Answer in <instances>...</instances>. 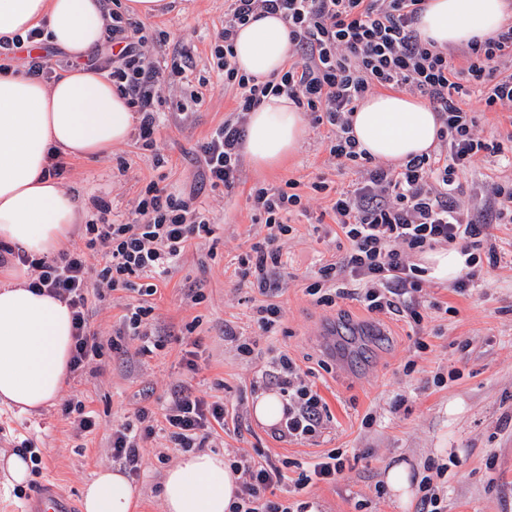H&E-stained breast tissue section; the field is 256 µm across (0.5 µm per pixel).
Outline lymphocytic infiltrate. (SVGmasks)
Here are the masks:
<instances>
[{"mask_svg":"<svg viewBox=\"0 0 512 512\" xmlns=\"http://www.w3.org/2000/svg\"><path fill=\"white\" fill-rule=\"evenodd\" d=\"M427 0H230L224 13L221 46L214 67L224 82L239 88L233 118L225 120L196 149L202 180L211 187L233 190L241 183V147L246 116L268 95H287L324 127L329 154L341 162L361 164L362 179L335 191L329 217L349 243L338 261L321 264L318 279L307 289L318 304L332 306L353 295L375 315L399 314L422 325L418 298L423 270L411 255L464 240L479 245L495 224H512V184L497 181L485 189V211L464 210L456 197L457 175L481 154L500 153L478 132V120L466 100L478 95L488 112H512V21L489 38L474 39L456 49L437 47L416 28ZM278 14L288 25L295 60L279 80L259 81L239 74L234 38L239 26L259 14ZM112 81L140 112L139 138L155 145L159 116L154 109L160 60L148 53L149 43L164 45L166 33L150 39L143 24L112 15ZM379 89L405 90L428 100L441 123L439 146L409 159L401 169L371 164L350 135V117L360 101ZM248 201L269 233L238 258L237 275L254 280L270 302L258 306L257 322L274 332L282 310L271 298V281L283 266L281 242L292 227L288 217L303 210L300 194L256 187ZM85 226V246L52 259H30L25 251L0 246V265L15 259L31 265L33 288L63 300L72 311L74 345L70 367L81 370L99 357L91 332L88 294L91 284L110 290L125 288L151 296L157 280L167 276L194 238L212 228L196 195L176 198L147 187L130 221L112 223L111 208L102 202ZM336 289H328V282ZM284 397L283 417L273 428L276 440L291 443L322 433L326 401L309 384L288 354H279L269 373ZM224 403L207 401L184 384L175 385L164 419L171 438L183 448H201L215 429L224 426ZM149 405L138 408L134 421L112 431V457L129 473H138L139 444L155 433ZM243 481L232 512H309L307 504L274 500L285 479L270 460L240 455L233 461Z\"/></svg>","mask_w":512,"mask_h":512,"instance_id":"f902f5d3","label":"lymphocytic infiltrate"}]
</instances>
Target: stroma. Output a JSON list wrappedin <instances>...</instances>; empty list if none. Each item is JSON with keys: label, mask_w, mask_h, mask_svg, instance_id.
Wrapping results in <instances>:
<instances>
[{"label": "stroma", "mask_w": 512, "mask_h": 512, "mask_svg": "<svg viewBox=\"0 0 512 512\" xmlns=\"http://www.w3.org/2000/svg\"><path fill=\"white\" fill-rule=\"evenodd\" d=\"M227 8L226 0H171L161 16L145 20L148 30L166 32L168 50L191 57L184 74L166 71L160 78L155 146L143 148L138 135H131L108 155L70 162L61 180L87 204L107 201L118 224L128 221L149 184L181 198L202 189L213 233L191 241L150 297L154 323L164 332L155 345L128 336L122 353L113 352L112 338L139 296L131 290L102 297L89 293L90 328L98 336L100 357L72 374L64 393L38 413L23 414L0 402V451H19L26 441L32 459L25 484L8 485L0 474V507L27 512L46 485L81 503L95 472L112 466V429L133 418L141 390L152 389L151 406L160 415L171 386L185 381L238 415L209 439L206 450L268 457L285 475L278 500L311 499L321 512H419L416 497L408 507L399 506L383 475L403 462L419 480L433 461L445 468L436 480L447 492L445 512H512V224L494 228L498 262L482 266L475 288L460 294L453 283L424 279L421 328L395 314H370L351 298L318 305L306 289L320 263L335 261L348 244L337 239L335 225L318 223L329 200L312 185L346 186L359 173L353 164H337L322 130L310 126L280 165L244 166L241 184L230 192L202 188L192 153L237 106V87L225 85L213 68ZM198 89L204 100L197 105L191 93ZM492 179L512 181V167L489 154L458 175L459 200L480 210L482 187ZM290 182L306 210L290 218L293 231L283 241L275 298L282 319L275 334L266 336L255 312L266 298L236 275L239 255L267 233L255 222L246 196L255 186L282 188ZM191 284L201 293L200 302L187 297ZM228 326L255 340L251 357L240 356L225 339ZM190 351L196 354L193 371L184 361ZM274 352L294 358L325 399L329 424L320 436L285 444L256 420L253 405L261 391L252 382ZM397 398L403 404L395 411L391 403ZM78 401L99 420L93 433L77 434L63 413L65 404ZM368 416L374 419L369 427L363 423ZM336 448L344 453L341 477L300 487L298 478L311 458ZM182 453L165 429L143 442L141 467L131 478L140 492L138 512H165L160 484Z\"/></svg>", "instance_id": "35a3bbf8"}]
</instances>
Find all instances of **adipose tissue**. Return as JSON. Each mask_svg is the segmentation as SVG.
<instances>
[{
  "mask_svg": "<svg viewBox=\"0 0 512 512\" xmlns=\"http://www.w3.org/2000/svg\"><path fill=\"white\" fill-rule=\"evenodd\" d=\"M512 18V0H427L417 25L437 45L495 35ZM110 19L103 0H0V43L40 27L72 60L46 82L26 70L0 72V241L35 258L69 245L85 205L45 176L51 155L64 160L101 157L128 140L137 112L108 71L79 61L101 47ZM240 72L261 80L279 75L290 43L288 26L267 15L239 27ZM305 120L287 96L267 97L247 118L242 153L269 169L295 152ZM440 124L424 101L400 92L368 96L352 114V133L370 157L401 165L430 152ZM73 347L71 311L56 298L29 289L26 266L0 268V402L36 413L64 391ZM241 490L239 473L222 456L189 453L162 483L165 512H229ZM138 493L120 469L104 468L83 489L84 512H132Z\"/></svg>",
  "mask_w": 512,
  "mask_h": 512,
  "instance_id": "obj_1",
  "label": "adipose tissue"
}]
</instances>
